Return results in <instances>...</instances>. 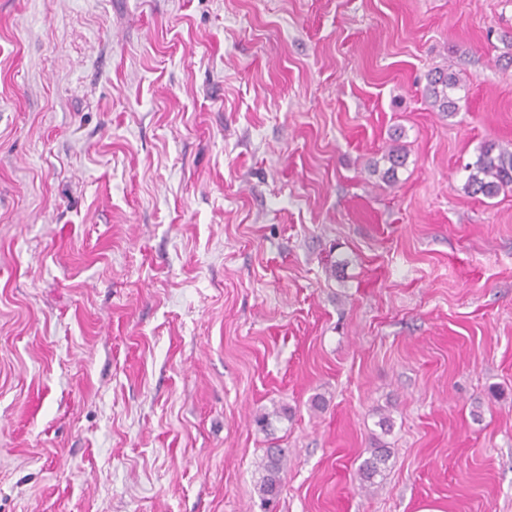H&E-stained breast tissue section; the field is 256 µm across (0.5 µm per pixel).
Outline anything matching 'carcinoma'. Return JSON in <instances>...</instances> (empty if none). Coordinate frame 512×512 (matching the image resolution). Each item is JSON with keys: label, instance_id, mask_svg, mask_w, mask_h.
Returning <instances> with one entry per match:
<instances>
[{"label": "carcinoma", "instance_id": "cac0c4a2", "mask_svg": "<svg viewBox=\"0 0 512 512\" xmlns=\"http://www.w3.org/2000/svg\"><path fill=\"white\" fill-rule=\"evenodd\" d=\"M464 89L463 81L457 74L444 68H434L426 75L424 98L436 112L450 116L459 110L462 101L460 91ZM388 167L381 172L387 181L395 179L399 168L406 162V156L397 145H391L383 156ZM466 179L463 189L471 195L485 198L496 197L501 190L512 185V146L495 142L483 144L476 159L464 166ZM388 449L380 447L372 451L371 457L365 459L358 468L360 486L367 489L375 484V478L382 473L386 464ZM260 474L257 490L262 502L267 503L281 492L287 473V457L282 448L265 449L258 462Z\"/></svg>", "mask_w": 512, "mask_h": 512}]
</instances>
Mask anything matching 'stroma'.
<instances>
[{
	"mask_svg": "<svg viewBox=\"0 0 512 512\" xmlns=\"http://www.w3.org/2000/svg\"><path fill=\"white\" fill-rule=\"evenodd\" d=\"M506 35L512 0H0V512H512V187L462 170L512 143ZM464 90L463 81L448 69L434 68L426 75L424 98L428 105L436 112H443L451 116L458 112L459 103L465 96L459 92ZM467 173L463 189L471 195L496 197L512 185V147L495 142L484 143L476 159L464 166ZM389 454L387 448H373L370 458L365 459L358 468V477L361 488H370L375 484V478L382 473V469ZM260 474L257 490L262 502L269 503L281 492L287 473V457L283 448H266L258 462Z\"/></svg>",
	"mask_w": 512,
	"mask_h": 512,
	"instance_id": "35a3bbf8",
	"label": "stroma"
}]
</instances>
